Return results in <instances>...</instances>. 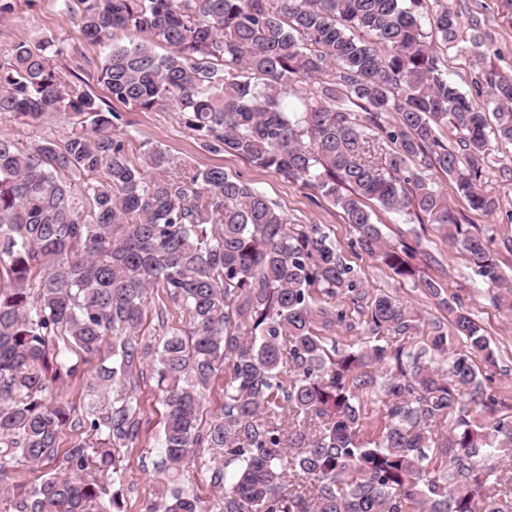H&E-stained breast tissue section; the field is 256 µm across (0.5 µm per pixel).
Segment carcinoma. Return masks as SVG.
I'll return each mask as SVG.
<instances>
[{
  "instance_id": "cac0c4a2",
  "label": "carcinoma",
  "mask_w": 512,
  "mask_h": 512,
  "mask_svg": "<svg viewBox=\"0 0 512 512\" xmlns=\"http://www.w3.org/2000/svg\"><path fill=\"white\" fill-rule=\"evenodd\" d=\"M424 2L77 0L74 16L117 101L172 107L202 150L315 190L352 225L351 248L403 279L419 247L390 244L368 202L437 225L512 314L493 250L512 254V237L460 223L433 181L450 177L472 210L498 208L482 179L512 147V74L480 69L473 88L489 99L475 106L448 80ZM428 23L446 48L466 40L482 57V36L463 38L452 8ZM125 30L141 40L115 42ZM61 55L51 40L20 41L0 63V115L74 124L59 140L0 135L3 512H124L120 450L140 440L148 356L165 409L150 512H203L182 486L202 448L235 464L212 472L222 512H512V423L486 417L496 400L479 375L495 354L471 313L425 278L451 329L415 354L394 347L417 319L365 288L322 225L296 228L223 168L119 131L112 106L65 78ZM151 304L179 323L153 349L140 339ZM358 323L368 343L336 350V328ZM84 368L86 409L48 400ZM219 375L223 404L204 425ZM66 428L79 437L61 470L5 483L55 461Z\"/></svg>"
}]
</instances>
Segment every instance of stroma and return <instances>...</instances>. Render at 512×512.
Listing matches in <instances>:
<instances>
[{"label": "stroma", "instance_id": "35a3bbf8", "mask_svg": "<svg viewBox=\"0 0 512 512\" xmlns=\"http://www.w3.org/2000/svg\"><path fill=\"white\" fill-rule=\"evenodd\" d=\"M441 3L455 10L463 35H470L475 24L485 33L482 48L485 65L512 72V20L507 17L502 0H425L422 15L433 14ZM45 38L54 40L62 48L59 63L67 78L84 85L100 98H107V91L98 82L97 64L101 49L79 39L64 0H12L11 13L0 20V60L18 42ZM112 108L131 120V133L136 138L152 142L176 156L190 158L199 169L214 165L224 167L229 174L251 184L276 203L291 223L322 225L331 239L343 248L353 238L354 230L341 210L314 190L284 180L236 155L201 150L192 133L179 123L173 109L134 112L118 102L113 103ZM440 185L448 197L449 206L462 212L467 223L494 231L502 225H512V160L506 155H497L486 177L485 186L498 201V208L493 213L468 209L448 178H441ZM374 221L390 242L420 240L423 255L415 260L420 275L437 279L446 296L460 297L466 309L485 329L497 359L496 367L487 372L485 386L489 394L498 399L501 417L512 420V319L503 316L492 305L482 277L471 268L462 250L450 246L434 225L420 224L405 215L381 208L376 209ZM347 258L367 288L387 293L415 312L419 320L416 330L397 339L405 351L420 346L432 323H445V312L425 295L416 281L396 277L387 266L368 255L349 252ZM139 393L144 406L141 440L124 452L125 512H146L153 502L157 479L154 463L161 454L158 434L162 407L156 401L158 389L151 371H144L139 381ZM214 465L209 454L199 455L188 462L182 478L184 488L198 494L207 512H218V497L211 483Z\"/></svg>", "mask_w": 512, "mask_h": 512}]
</instances>
